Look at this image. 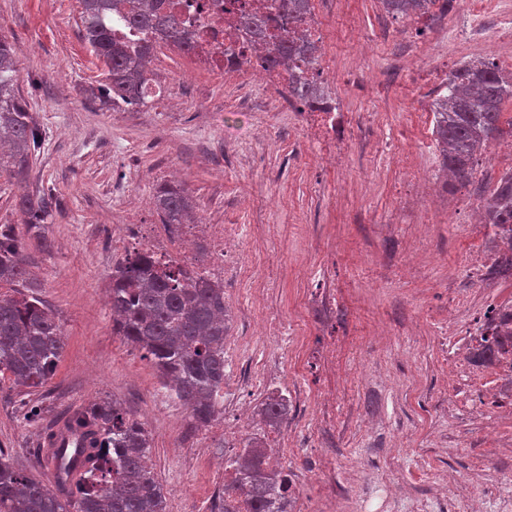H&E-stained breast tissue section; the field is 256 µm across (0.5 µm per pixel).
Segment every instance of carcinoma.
Returning a JSON list of instances; mask_svg holds the SVG:
<instances>
[{"mask_svg": "<svg viewBox=\"0 0 512 512\" xmlns=\"http://www.w3.org/2000/svg\"><path fill=\"white\" fill-rule=\"evenodd\" d=\"M395 15L423 16L438 9V0H379ZM81 38L104 65L97 97L105 104L116 97L139 106L148 79L146 64L155 46L138 47L112 37L116 14L147 32L172 39L182 50L191 45L177 17L163 0H79ZM288 21L305 22L308 0H287ZM259 42H270L266 62L310 58L315 46L303 36L271 38L263 17H239ZM14 45L0 34V176L21 180L41 153L44 135L16 87ZM289 95L302 104L323 102L317 83L289 81ZM512 101V74L482 59L464 62L435 103L433 134L441 147L443 168L465 177L474 150L503 135V107ZM155 206L164 224H182L193 212L192 197L180 186L157 189ZM24 231L0 224V372L27 388L46 384L55 374L64 350L58 315L31 290L25 257L26 237L45 239L57 201L52 190L23 192L14 199ZM485 223L502 240H512V172L503 174L483 200ZM110 303L114 333L143 352V357L169 379L175 397L189 410L196 426L208 425L218 413L217 396L224 388V336L227 332L224 289L192 280L176 262L162 265L147 251L129 254L112 269ZM491 340L477 353V364L492 362L512 346V313L499 312L488 321ZM263 411L276 427L288 416V403L267 398ZM70 432L78 448L42 446V463L51 470L56 490L14 469L0 449V512H166L150 458V436L117 401H97L74 411ZM267 446L253 441L244 455L226 460L233 478L222 484L210 512H235L245 502L251 512H291L288 480L266 472Z\"/></svg>", "mask_w": 512, "mask_h": 512, "instance_id": "carcinoma-1", "label": "carcinoma"}]
</instances>
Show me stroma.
Segmentation results:
<instances>
[{"instance_id": "1", "label": "stroma", "mask_w": 512, "mask_h": 512, "mask_svg": "<svg viewBox=\"0 0 512 512\" xmlns=\"http://www.w3.org/2000/svg\"><path fill=\"white\" fill-rule=\"evenodd\" d=\"M334 2L318 18L342 124L329 152L296 109L276 112L261 82L248 109L232 108L222 75L170 47L153 60L165 97L136 110L101 105L90 94L101 71L80 38L78 0H0L19 91L45 132L22 185L0 179V224L20 223L19 191L50 186L60 201L46 244L29 240L27 260L61 319L63 355L28 395L0 372V449L16 469L51 484L38 462L43 429L114 399L150 434L168 512H205L222 483L223 417L195 427L187 409H158L164 379L112 332V270L126 256L112 246V227L159 223L153 194L178 180L203 223L223 225L249 261L240 287L224 288L228 333L250 343L239 371L276 357L283 388L301 392L287 418L296 447L285 465L305 475L293 512H326L329 490L316 475L328 458L350 489L389 480L395 512L441 496L446 512H463L468 490L479 492V512H495L489 493L512 472V404L457 406L444 389L455 348L439 337L447 327L467 337L488 304L512 302L511 278L467 268L471 251L505 248L477 206L483 171L511 170L512 159L496 141L469 180L444 179L433 103L461 64L511 59L512 42L472 38L453 6L441 22L407 24L379 0ZM324 288L336 297L331 315L313 302ZM261 310L292 325L287 350L266 336ZM326 345L336 348L330 364L319 358ZM323 399L327 429L312 437ZM446 475L453 481L441 495Z\"/></svg>"}]
</instances>
